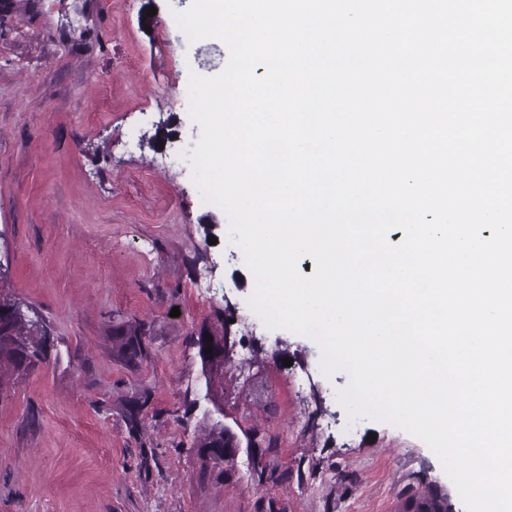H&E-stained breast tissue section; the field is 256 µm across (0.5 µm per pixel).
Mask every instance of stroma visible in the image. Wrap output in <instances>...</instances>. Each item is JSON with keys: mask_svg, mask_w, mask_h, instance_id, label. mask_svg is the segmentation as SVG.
<instances>
[{"mask_svg": "<svg viewBox=\"0 0 512 512\" xmlns=\"http://www.w3.org/2000/svg\"><path fill=\"white\" fill-rule=\"evenodd\" d=\"M190 4L0 0V293L48 337L43 360L0 364V512H402L428 489L463 512L424 441L350 420L347 373L250 307L254 275L187 157L189 77L229 59L182 34ZM135 326L132 357L118 331ZM227 330L205 380L197 338ZM218 420L229 463L201 446Z\"/></svg>", "mask_w": 512, "mask_h": 512, "instance_id": "1", "label": "stroma"}]
</instances>
